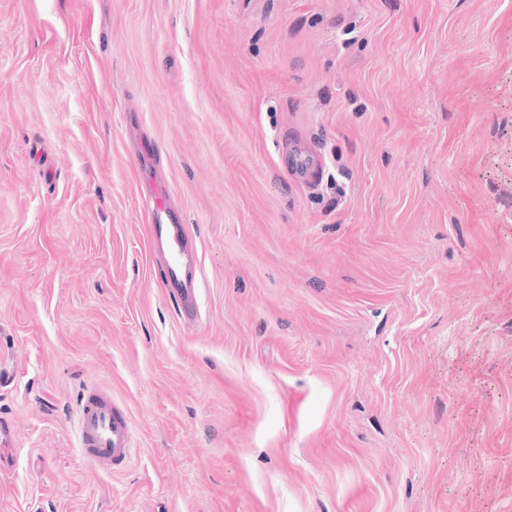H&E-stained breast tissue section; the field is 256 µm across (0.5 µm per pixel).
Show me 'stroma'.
<instances>
[{
    "label": "stroma",
    "mask_w": 512,
    "mask_h": 512,
    "mask_svg": "<svg viewBox=\"0 0 512 512\" xmlns=\"http://www.w3.org/2000/svg\"><path fill=\"white\" fill-rule=\"evenodd\" d=\"M2 420L0 512H512V0H0ZM151 240L157 244L165 243L170 251V261L166 270V281L170 297L180 305L182 314L187 318L194 315L193 303L195 288L185 287L187 267L197 269L194 251L186 243V229L181 224L178 214L173 212L168 203V191L165 186L154 188L148 206ZM78 446L98 471L112 473L129 463L134 448L129 421L113 404L112 397L89 390L76 417Z\"/></svg>",
    "instance_id": "1"
}]
</instances>
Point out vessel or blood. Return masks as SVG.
I'll return each instance as SVG.
<instances>
[{
  "label": "vessel or blood",
  "instance_id": "vessel-or-blood-1",
  "mask_svg": "<svg viewBox=\"0 0 512 512\" xmlns=\"http://www.w3.org/2000/svg\"><path fill=\"white\" fill-rule=\"evenodd\" d=\"M151 239L166 244L170 261L166 281L171 298L185 317H193L194 289L185 285L187 269L195 267L193 250L186 243V229L168 203L166 187L154 188L148 206ZM78 446L82 455L98 471L111 473L129 463L134 448L129 421L113 404L110 395L89 390L76 417Z\"/></svg>",
  "mask_w": 512,
  "mask_h": 512
}]
</instances>
